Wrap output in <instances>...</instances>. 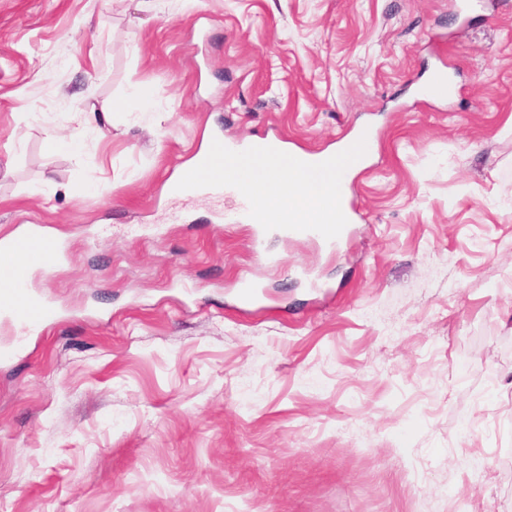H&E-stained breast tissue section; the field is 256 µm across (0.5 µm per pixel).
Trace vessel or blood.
<instances>
[{
    "instance_id": "obj_1",
    "label": "vessel or blood",
    "mask_w": 512,
    "mask_h": 512,
    "mask_svg": "<svg viewBox=\"0 0 512 512\" xmlns=\"http://www.w3.org/2000/svg\"><path fill=\"white\" fill-rule=\"evenodd\" d=\"M67 258L64 242L46 226L20 224L11 237L0 238V320L14 327L18 335L31 336L59 319L57 305L31 286L34 269H51ZM242 304L266 300L262 284L245 278L237 285Z\"/></svg>"
}]
</instances>
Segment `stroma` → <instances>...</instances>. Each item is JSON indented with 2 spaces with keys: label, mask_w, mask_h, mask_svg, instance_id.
<instances>
[{
  "label": "stroma",
  "mask_w": 512,
  "mask_h": 512,
  "mask_svg": "<svg viewBox=\"0 0 512 512\" xmlns=\"http://www.w3.org/2000/svg\"><path fill=\"white\" fill-rule=\"evenodd\" d=\"M459 2L0 0V237L69 252L0 363V512H512V0ZM364 125L333 255L163 191L215 130ZM237 296L244 305L261 304L266 300L262 284L254 278H243L237 285Z\"/></svg>",
  "instance_id": "1"
}]
</instances>
